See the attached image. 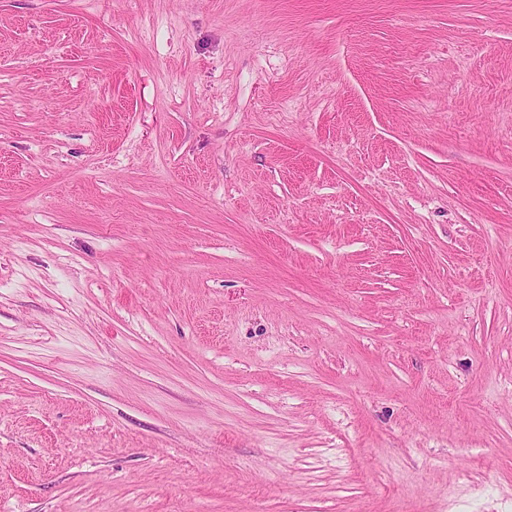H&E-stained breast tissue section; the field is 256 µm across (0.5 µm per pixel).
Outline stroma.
<instances>
[{"label": "stroma", "instance_id": "obj_1", "mask_svg": "<svg viewBox=\"0 0 512 512\" xmlns=\"http://www.w3.org/2000/svg\"><path fill=\"white\" fill-rule=\"evenodd\" d=\"M0 512H512V0H0Z\"/></svg>", "mask_w": 512, "mask_h": 512}]
</instances>
